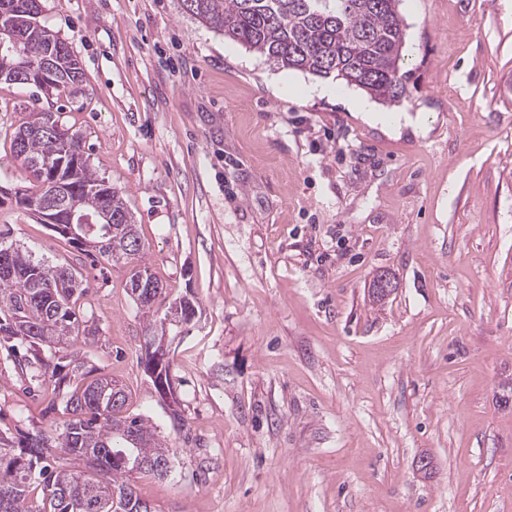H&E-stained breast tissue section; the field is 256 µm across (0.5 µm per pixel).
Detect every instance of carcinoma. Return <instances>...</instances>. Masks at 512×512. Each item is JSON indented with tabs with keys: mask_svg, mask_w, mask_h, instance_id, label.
Wrapping results in <instances>:
<instances>
[{
	"mask_svg": "<svg viewBox=\"0 0 512 512\" xmlns=\"http://www.w3.org/2000/svg\"><path fill=\"white\" fill-rule=\"evenodd\" d=\"M8 2V21L22 38L20 49L32 63L47 56L59 63L56 80L62 93L83 82V72L68 45L44 26H31L38 0ZM399 0H182L183 9L249 50L264 54L286 69L333 77L382 103L397 101L403 91L400 61L405 26ZM17 54H0V82L12 83ZM50 121L56 132L35 126ZM11 148L29 178L17 204L37 205L52 185L76 199L92 216L83 237L113 260L131 263L143 245L133 215L119 192L98 178L84 157L80 135L59 123L53 112H35L14 132ZM79 156L76 170L56 164ZM110 208L112 229L100 223ZM14 274L0 275V346L20 376L49 390L66 419L11 444L0 436V512H148L149 502L131 483L132 466L120 463L124 452L144 463L143 472L169 476L159 464L173 465L174 452L144 419L127 414L128 393L115 382L87 380L80 359L56 362L58 347L74 346L78 336L88 345L98 330L79 324L77 301L88 292L68 266L36 262L15 252ZM63 448L86 461L88 471L72 472L47 450Z\"/></svg>",
	"mask_w": 512,
	"mask_h": 512,
	"instance_id": "1",
	"label": "carcinoma"
}]
</instances>
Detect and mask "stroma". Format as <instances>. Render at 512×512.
Instances as JSON below:
<instances>
[{
    "instance_id": "stroma-1",
    "label": "stroma",
    "mask_w": 512,
    "mask_h": 512,
    "mask_svg": "<svg viewBox=\"0 0 512 512\" xmlns=\"http://www.w3.org/2000/svg\"><path fill=\"white\" fill-rule=\"evenodd\" d=\"M40 6L83 81L60 97L0 84V230L80 272L99 329L86 368L174 449L137 493L156 512H512V0H400L394 108L427 115L423 137L370 125L360 90L282 68L181 0ZM34 111L80 132L125 200L157 317L197 305L176 407L140 363L130 266L15 201L11 139ZM379 272L397 285L381 307ZM48 402L0 350V435L50 424Z\"/></svg>"
}]
</instances>
